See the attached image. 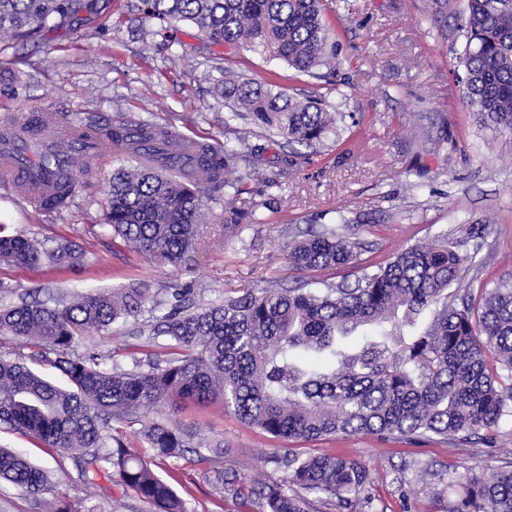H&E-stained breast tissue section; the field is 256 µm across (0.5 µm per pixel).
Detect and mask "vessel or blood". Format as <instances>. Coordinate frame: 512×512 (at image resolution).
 Returning a JSON list of instances; mask_svg holds the SVG:
<instances>
[{
  "label": "vessel or blood",
  "mask_w": 512,
  "mask_h": 512,
  "mask_svg": "<svg viewBox=\"0 0 512 512\" xmlns=\"http://www.w3.org/2000/svg\"><path fill=\"white\" fill-rule=\"evenodd\" d=\"M120 151L82 118L64 117L47 107L0 119V183L33 206L74 177L77 161L99 165Z\"/></svg>",
  "instance_id": "1"
}]
</instances>
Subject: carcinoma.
Returning a JSON list of instances; mask_svg holds the SVG:
<instances>
[{
	"instance_id": "obj_1",
	"label": "carcinoma",
	"mask_w": 512,
	"mask_h": 512,
	"mask_svg": "<svg viewBox=\"0 0 512 512\" xmlns=\"http://www.w3.org/2000/svg\"><path fill=\"white\" fill-rule=\"evenodd\" d=\"M453 0H429V20L448 31ZM130 8L148 21L189 22L208 41L234 50L258 51L271 37L294 70L313 74L336 69V40L319 0H136ZM88 0H0V34L32 38L92 13ZM459 30L467 44L461 64L462 99L480 119L512 133V0H466ZM224 101L238 111L230 120L273 131L288 145L315 149L334 131L337 112L318 101L299 100L277 85L233 71L218 81ZM138 139L112 128L125 147L115 158L106 214L112 238L128 241L167 264L196 252L204 187L247 192L246 132L234 131L239 147H224L209 175L174 169H129L124 158L141 145L169 137V127L138 123ZM255 211L224 212V236L234 237ZM485 225L468 224L408 247L388 261L362 265L360 241L347 224L323 225L289 242L295 285L248 288L203 306L175 304L157 316L145 346L166 338V358L147 370L108 369L97 354L79 356L74 345L91 331H105L150 303L165 301L147 288L96 292L49 306L23 302L0 306V338L35 349L66 378L56 385L21 358H0V423L70 456L83 483L99 487L102 476L145 502L150 512H187L182 497L154 470L157 461L181 458L194 441L189 428H172L151 414L167 405L215 399L241 422L278 442L327 437L375 436L415 445L436 436L466 441L512 417V288L483 289L479 297L448 289L473 265L469 243ZM79 258L69 246L48 249L0 230V259L19 266L49 260L66 266ZM361 269L322 288L309 273ZM362 332L363 344L346 339ZM140 426L141 446L123 439ZM224 458L223 445H206ZM280 483L236 482L231 469L216 472V488L258 505V512H309L312 498L336 500L348 512L370 503L369 470L342 452L283 457ZM0 481L42 497L48 512H79L47 470L0 448ZM448 512H512V465L493 477L470 469Z\"/></svg>"
}]
</instances>
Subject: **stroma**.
Masks as SVG:
<instances>
[{
	"instance_id": "obj_1",
	"label": "stroma",
	"mask_w": 512,
	"mask_h": 512,
	"mask_svg": "<svg viewBox=\"0 0 512 512\" xmlns=\"http://www.w3.org/2000/svg\"><path fill=\"white\" fill-rule=\"evenodd\" d=\"M321 9L334 23L339 63L315 76L290 68L274 41L256 53L236 51L202 40L189 23L163 28L144 20L123 0H113L93 24L45 31L32 40L1 36L0 117L50 104L63 113L80 112L103 129L119 118L148 117L188 137L230 146L235 137L224 131L229 107L215 89L228 68L291 96L321 100L346 118L320 152L294 167L287 164L290 153L282 138L255 130L249 139L255 170L249 193L208 204L197 253L176 267L113 240L106 226L111 165L78 173L72 202L62 210L29 207L0 186L6 233L49 246L67 241L84 253L73 267L0 262V304L61 302L77 293L144 285L154 294L191 289V301L203 305L231 291L285 285L293 278L290 235L343 220L364 242L361 258L369 262L467 224L485 225L476 264L460 285L476 295L512 286V134L481 124L461 98L464 37L453 27L440 35L428 20L427 0H321ZM271 178L278 186L268 187ZM270 198L275 204L264 211L263 223L225 238V206L246 210ZM155 317L143 308L107 334L84 336L75 352L104 355L118 348L124 368L148 367L136 344L140 329ZM158 418L192 426L203 444L222 439L240 483L284 476L271 459L269 437L241 423L221 402L166 408ZM492 435L491 448L439 439L413 447L358 436L307 443L298 451L336 448L366 465L377 512H446L456 493L452 482L465 468L489 477L512 461V417ZM0 446L45 466L80 512H149L110 478L87 488L71 458L4 424ZM412 459L432 467L447 463V479L419 481L415 470L402 468ZM159 473L185 499L188 512H258L220 494L211 463L196 454L165 460Z\"/></svg>"
}]
</instances>
